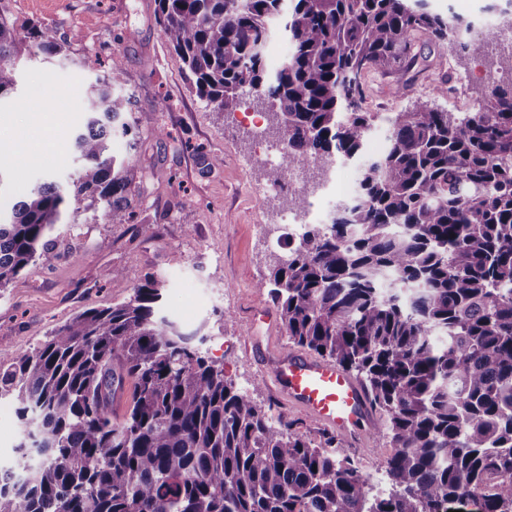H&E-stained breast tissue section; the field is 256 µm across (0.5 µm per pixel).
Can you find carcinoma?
Instances as JSON below:
<instances>
[{
	"mask_svg": "<svg viewBox=\"0 0 512 512\" xmlns=\"http://www.w3.org/2000/svg\"><path fill=\"white\" fill-rule=\"evenodd\" d=\"M157 21L198 96L219 111L249 94L287 150L270 183L311 160L360 163L355 194L273 261L269 289L296 345L356 374L393 452L386 489L329 435L315 445L224 375L162 315V288L128 269L126 301L80 313L35 349L0 362V399L20 422L0 467V512H439L479 495L512 512V84L471 89L462 116L417 103L389 119L359 109L370 69L410 62L415 41L461 52V17L425 0H157ZM288 51L268 69L270 43ZM66 56L48 27L22 34L0 12V103L20 56ZM114 64L87 89L72 135L78 166L9 200L0 215V289L52 247L63 220L103 210L133 224L131 99ZM132 381L126 411L112 409Z\"/></svg>",
	"mask_w": 512,
	"mask_h": 512,
	"instance_id": "obj_1",
	"label": "carcinoma"
}]
</instances>
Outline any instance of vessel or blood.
I'll return each instance as SVG.
<instances>
[{
  "label": "vessel or blood",
  "instance_id": "1",
  "mask_svg": "<svg viewBox=\"0 0 512 512\" xmlns=\"http://www.w3.org/2000/svg\"><path fill=\"white\" fill-rule=\"evenodd\" d=\"M271 376L291 407L342 438H349L369 421L364 391L333 363L286 352L277 358Z\"/></svg>",
  "mask_w": 512,
  "mask_h": 512
}]
</instances>
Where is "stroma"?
<instances>
[{
	"label": "stroma",
	"instance_id": "1",
	"mask_svg": "<svg viewBox=\"0 0 512 512\" xmlns=\"http://www.w3.org/2000/svg\"><path fill=\"white\" fill-rule=\"evenodd\" d=\"M426 3L470 22L467 38L473 42L499 23L508 6L507 0ZM0 7L19 27L53 28L69 53L19 66L20 96L53 117L43 135L31 136L29 107L0 103V143H22L27 153L10 193L73 172L71 136L84 119L87 86L112 62L121 64L124 89L142 121L157 128L143 133L134 148L121 139L114 143L144 175L136 196L139 223L111 224L98 211L57 225L53 251L0 290V362L18 359L86 309L128 299L131 285L111 279L113 269L126 268L164 285V314L184 311L181 329L202 337L208 356L237 386L253 390L274 413L297 419L312 441L322 440L326 428L290 408L268 372L271 359L295 345L260 283L269 277L273 256L287 254L299 236L280 220L286 194L269 193L260 175L268 166L263 147L273 140L265 114L248 98L221 112L191 90L181 60L162 36L155 0H0ZM415 51L410 68L364 75L361 109L376 116L372 154L387 147L392 113L420 101L458 116L477 106L470 89L489 68V57L425 37ZM215 156L223 157V165H212ZM345 446L373 486H380L390 453L385 441L370 430Z\"/></svg>",
	"mask_w": 512,
	"mask_h": 512
}]
</instances>
